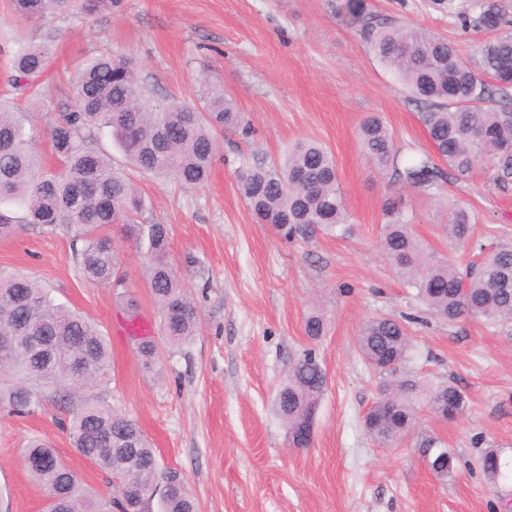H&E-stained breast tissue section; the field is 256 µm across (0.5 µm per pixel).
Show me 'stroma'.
Returning <instances> with one entry per match:
<instances>
[{
    "mask_svg": "<svg viewBox=\"0 0 512 512\" xmlns=\"http://www.w3.org/2000/svg\"><path fill=\"white\" fill-rule=\"evenodd\" d=\"M370 10L400 15L443 36L469 61L497 33L462 27L429 0H365ZM338 0H120L92 17L74 14L19 22L11 0H0V95L10 92L16 38L40 40L54 29L46 93L34 107L35 148L54 164L48 128L73 102L69 77L86 58H134L154 101L205 102L206 87L235 99L249 134L227 130L209 180L178 188L136 178L143 218L169 225L170 260L198 316L186 344L169 346L144 278L143 259L119 226L108 233L126 280L115 290L86 282L63 229L18 225L0 239V268L27 275L57 302L93 320L111 350L106 400L135 419L161 468L177 471L198 512H505L512 482L491 486L476 459L480 446L512 458V322L468 318L449 324L425 313L379 246L385 196L402 194L414 235L443 257L445 237L436 201L401 189L363 157L357 128L378 112L404 157L431 150L420 109L370 54L337 12ZM301 139L336 158L351 224L344 235L289 243L255 223L236 186L242 159L271 163ZM479 227L512 240V187L498 188L485 167L449 181ZM326 320L318 341L304 334L312 310ZM407 320L412 347L407 371L432 382L451 380L471 399L468 412L446 422L421 412L414 430L394 447L375 445L362 418L378 379L354 345L363 321ZM146 317L160 360L145 368L130 336L131 317ZM314 349L328 377L309 447H293L272 401L289 368ZM54 403L30 416L0 413V512H43V490L25 470L29 438L49 440L59 457L101 495L103 474L76 454ZM438 439L456 468L441 479L428 468L423 445Z\"/></svg>",
    "mask_w": 512,
    "mask_h": 512,
    "instance_id": "1",
    "label": "stroma"
}]
</instances>
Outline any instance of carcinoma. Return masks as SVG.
Returning a JSON list of instances; mask_svg holds the SVG:
<instances>
[{
  "label": "carcinoma",
  "instance_id": "obj_1",
  "mask_svg": "<svg viewBox=\"0 0 512 512\" xmlns=\"http://www.w3.org/2000/svg\"><path fill=\"white\" fill-rule=\"evenodd\" d=\"M119 3L12 0V10L18 20L29 21L71 11L94 16ZM431 5L464 25L501 30L512 24L495 0H431ZM338 11L420 104L433 147L431 154L403 160L393 132L373 114L357 131L369 161L400 186L432 199L444 195L449 179L439 160L458 179L483 162L495 185H512V32L481 46L475 67L442 37L400 16L373 14L364 0H343ZM52 42L49 31L40 42L17 41L12 51V87L31 100L40 96L37 79L51 66ZM73 86L72 107L50 129L57 170L41 166L33 150L34 113L0 102V238L16 230L3 207L23 210L26 224H62L71 233L72 260L83 278L117 288L122 280L115 243L103 228L121 225L144 259L161 334L169 345L180 346L196 335L198 320L178 271L167 260L170 228L138 221L144 200L98 147L97 132L109 130L136 172L192 187L210 176L216 131L245 128L241 113L222 91L211 93L201 108L175 98L153 103L127 58H89ZM237 187L256 220L288 242H309L349 223L335 158L314 140L297 142L281 163H244ZM382 210L381 249L433 316L450 324L463 317L489 325L512 321V243L480 231L468 208L450 203L445 236L479 256L462 266L423 248L407 224L402 197H386ZM7 326L13 327L17 345L0 352V411L29 414L46 401L65 409L77 454L129 483V492L117 499L120 512H196L183 479L168 480L157 468L155 450L138 423L94 396L107 385L110 365L108 340L94 324L56 302L34 279L0 270V329ZM324 331L322 315L310 313L305 336L317 340ZM356 347L379 378V397L363 418L366 434L377 445L392 447L405 438L422 409L452 421L469 408L468 394L454 382L432 383L402 372L411 337L401 321L366 320ZM138 353L148 368L159 358L148 337L139 342ZM326 387L327 373L311 351L289 369L274 408L294 446H308L296 434L314 422ZM58 458L42 438L23 449L25 468L45 493V512H111L112 498L90 491L71 468L54 465ZM477 463L491 484L512 477L509 462L495 448L482 450Z\"/></svg>",
  "mask_w": 512,
  "mask_h": 512
}]
</instances>
